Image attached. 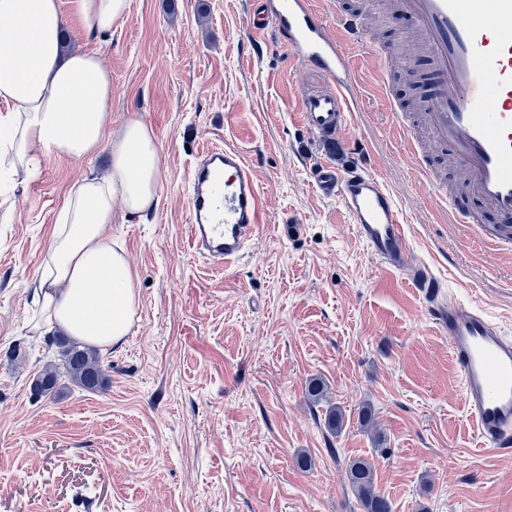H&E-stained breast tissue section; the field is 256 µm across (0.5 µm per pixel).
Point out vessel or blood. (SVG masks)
<instances>
[{
    "mask_svg": "<svg viewBox=\"0 0 512 512\" xmlns=\"http://www.w3.org/2000/svg\"><path fill=\"white\" fill-rule=\"evenodd\" d=\"M373 0L345 4L334 13L318 0H257L248 17L252 39L268 29L284 38L290 59L320 70L330 93L300 99L301 124L334 142L358 109L359 69H367L386 112L398 150L425 177L452 224L497 222L492 245L512 248V0H391L392 15L413 24L404 54L391 55L371 40L365 13ZM431 64L430 91L419 103L424 134L405 119L390 91L399 66L416 57ZM447 150L462 174L453 184L438 176L434 149ZM319 194L340 202L354 234L390 270L409 276L440 332L459 373L463 408L484 449L512 446V336L477 306L448 298L441 281L411 244L400 203L377 172L368 152L341 168L323 161L312 171ZM474 200L458 204L457 193ZM190 249L214 262L241 258L265 222L262 192L253 165L227 145L202 153L189 173Z\"/></svg>",
    "mask_w": 512,
    "mask_h": 512,
    "instance_id": "b4317fda",
    "label": "vessel or blood"
}]
</instances>
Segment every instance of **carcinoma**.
Here are the masks:
<instances>
[{
    "label": "carcinoma",
    "instance_id": "cac0c4a2",
    "mask_svg": "<svg viewBox=\"0 0 512 512\" xmlns=\"http://www.w3.org/2000/svg\"><path fill=\"white\" fill-rule=\"evenodd\" d=\"M59 345L62 365L49 363L37 374L33 382L36 392H53L63 375L86 390L96 391L105 386L102 359L97 351L65 339ZM344 420L345 413L337 405L331 407L326 415V425L335 434L343 430ZM346 477L364 512H392L390 500L376 485L375 469L370 461L365 458L351 460L346 468Z\"/></svg>",
    "mask_w": 512,
    "mask_h": 512
}]
</instances>
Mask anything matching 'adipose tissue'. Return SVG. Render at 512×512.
<instances>
[{
  "instance_id": "1",
  "label": "adipose tissue",
  "mask_w": 512,
  "mask_h": 512,
  "mask_svg": "<svg viewBox=\"0 0 512 512\" xmlns=\"http://www.w3.org/2000/svg\"><path fill=\"white\" fill-rule=\"evenodd\" d=\"M130 0H71L83 29L105 34L123 21ZM59 0H0V102L10 111L0 134L16 158L77 160L108 152L104 176L77 183L60 216L37 298L45 321L92 345L121 343L138 307L129 261L108 235L112 204L129 214L160 204V157L142 120L111 134L112 77L91 52L60 49Z\"/></svg>"
}]
</instances>
